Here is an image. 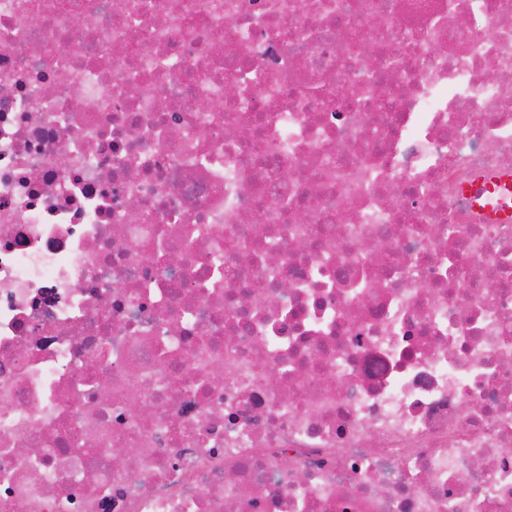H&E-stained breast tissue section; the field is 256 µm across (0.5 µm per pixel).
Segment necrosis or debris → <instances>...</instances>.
I'll return each mask as SVG.
<instances>
[{
	"instance_id": "1",
	"label": "necrosis or debris",
	"mask_w": 512,
	"mask_h": 512,
	"mask_svg": "<svg viewBox=\"0 0 512 512\" xmlns=\"http://www.w3.org/2000/svg\"><path fill=\"white\" fill-rule=\"evenodd\" d=\"M497 173L512 0H0V512H512Z\"/></svg>"
}]
</instances>
